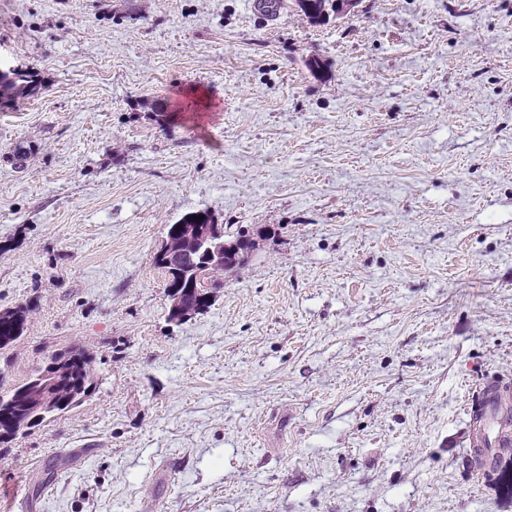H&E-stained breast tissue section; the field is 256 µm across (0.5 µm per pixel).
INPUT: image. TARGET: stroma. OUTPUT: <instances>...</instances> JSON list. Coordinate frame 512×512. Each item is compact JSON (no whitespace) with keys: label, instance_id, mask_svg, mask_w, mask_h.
Segmentation results:
<instances>
[{"label":"stroma","instance_id":"1","mask_svg":"<svg viewBox=\"0 0 512 512\" xmlns=\"http://www.w3.org/2000/svg\"><path fill=\"white\" fill-rule=\"evenodd\" d=\"M13 68L0 391L71 348L96 387L0 444V512H512L463 411L512 385V0H0ZM192 215L256 244L175 324ZM360 0H294L297 11L312 16V21L326 22L332 15L336 20L354 13ZM14 77H0V105L2 103H16L20 99L37 94L40 85L35 75L29 71L12 73ZM28 313V307L23 306L0 312V350L9 349L22 336Z\"/></svg>","mask_w":512,"mask_h":512}]
</instances>
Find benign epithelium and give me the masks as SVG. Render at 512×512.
<instances>
[{"mask_svg": "<svg viewBox=\"0 0 512 512\" xmlns=\"http://www.w3.org/2000/svg\"><path fill=\"white\" fill-rule=\"evenodd\" d=\"M359 2L360 0H294V5L297 11L313 17L315 22L322 23L332 17L337 20L347 17L355 11ZM178 228L181 240L175 245L165 241L157 250L163 258L166 272L170 275L185 276L186 257L192 255L205 241L211 242L204 256L207 267L196 275L203 285L207 284L208 268L224 266L233 270L253 252V239L249 236L215 243L212 228L208 224H180ZM68 375L69 371L63 369V362L55 359L49 361L39 379L21 395V408L28 413L47 409L55 400L57 385Z\"/></svg>", "mask_w": 512, "mask_h": 512, "instance_id": "7a95c632", "label": "benign epithelium"}]
</instances>
